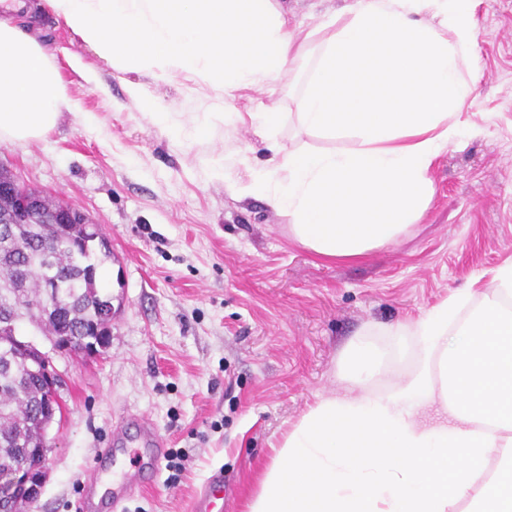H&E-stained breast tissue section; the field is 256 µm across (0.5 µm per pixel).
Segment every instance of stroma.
Wrapping results in <instances>:
<instances>
[{
	"instance_id": "35a3bbf8",
	"label": "stroma",
	"mask_w": 512,
	"mask_h": 512,
	"mask_svg": "<svg viewBox=\"0 0 512 512\" xmlns=\"http://www.w3.org/2000/svg\"><path fill=\"white\" fill-rule=\"evenodd\" d=\"M346 0H285L288 21L310 29ZM479 104L472 131L434 164L435 195L395 243L353 259H328L299 244L290 217L236 196L207 159L250 147L251 127L204 142L176 141L155 127L126 85L136 82L176 115L294 111L293 78L275 95L223 99L194 79L160 81L120 72L88 50L51 11L41 28L73 108L30 143L0 141V168L21 185L62 200L98 224L122 267L97 273L124 308L97 354L63 352L62 417L46 456L34 512H74L85 475L125 416H146L184 471L168 481L166 460L118 512H194L212 476L232 492L213 512H247L276 447L319 398L355 396L342 367L361 339L387 357L370 389L379 393L421 358L415 337L390 326L416 320L450 294L476 287L478 307L502 264L512 261V0H475ZM124 288H117L116 276Z\"/></svg>"
}]
</instances>
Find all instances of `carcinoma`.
I'll return each mask as SVG.
<instances>
[{
    "instance_id": "obj_1",
    "label": "carcinoma",
    "mask_w": 512,
    "mask_h": 512,
    "mask_svg": "<svg viewBox=\"0 0 512 512\" xmlns=\"http://www.w3.org/2000/svg\"><path fill=\"white\" fill-rule=\"evenodd\" d=\"M112 259L107 242L83 233L80 224L0 223V316L9 314L47 336H66L72 350L99 342L94 296L102 291L98 266ZM57 288L66 300L48 313H38L43 284ZM46 383L30 371L22 353L0 356V468L34 466L29 452L41 441Z\"/></svg>"
}]
</instances>
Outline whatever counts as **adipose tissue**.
<instances>
[{
  "instance_id": "adipose-tissue-1",
  "label": "adipose tissue",
  "mask_w": 512,
  "mask_h": 512,
  "mask_svg": "<svg viewBox=\"0 0 512 512\" xmlns=\"http://www.w3.org/2000/svg\"><path fill=\"white\" fill-rule=\"evenodd\" d=\"M112 68L164 79L188 73L225 97L303 90L296 120L340 149L285 148L277 112H225L256 123L268 158L237 162L233 191L291 217L295 239L330 258L394 242L434 194L429 176L478 99L471 0H350L316 28L288 24L281 0H44ZM32 0H0V140L43 138L68 107L66 86L34 35ZM186 141L210 118L149 102ZM467 319L445 298L397 326L423 361L382 394L328 396L287 432L248 512H512V262ZM435 409L437 419L424 418Z\"/></svg>"
}]
</instances>
